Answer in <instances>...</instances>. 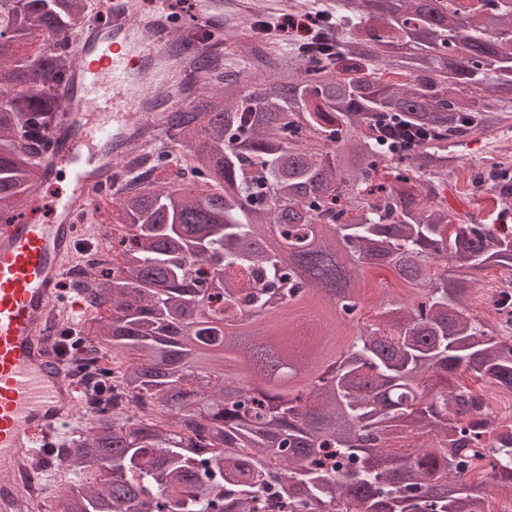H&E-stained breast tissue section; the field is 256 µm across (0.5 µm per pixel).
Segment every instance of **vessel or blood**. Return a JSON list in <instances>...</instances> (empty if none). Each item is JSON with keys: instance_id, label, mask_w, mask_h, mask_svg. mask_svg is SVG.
Listing matches in <instances>:
<instances>
[{"instance_id": "1", "label": "vessel or blood", "mask_w": 512, "mask_h": 512, "mask_svg": "<svg viewBox=\"0 0 512 512\" xmlns=\"http://www.w3.org/2000/svg\"><path fill=\"white\" fill-rule=\"evenodd\" d=\"M166 11L136 14L132 0H113L112 19L91 22L78 38L62 84L65 106L51 129L50 151L38 159L39 180L65 174L69 188L52 203L27 194L22 218L0 225V512H30L21 475L40 455L38 435L73 419L78 399L49 336L50 312L68 269L76 216L110 187L128 144L141 136L134 113L150 92L165 91L158 109L196 91L185 79L189 46L177 54ZM50 219H43L44 207Z\"/></svg>"}]
</instances>
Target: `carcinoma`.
Returning <instances> with one entry per match:
<instances>
[{
  "label": "carcinoma",
  "instance_id": "cac0c4a2",
  "mask_svg": "<svg viewBox=\"0 0 512 512\" xmlns=\"http://www.w3.org/2000/svg\"><path fill=\"white\" fill-rule=\"evenodd\" d=\"M98 2L0 0V222L36 186ZM332 23L329 55L247 45L236 72L198 57L204 91L161 114L187 168L162 151L86 216L125 226L118 268L92 267L83 294L107 309L89 342L130 406L65 443L86 477L64 512H492L466 475L479 461L512 486V432L461 382L512 393V334L465 312L484 271L512 270V228L439 200L448 137L512 119V0H336ZM385 119L422 133L418 150L382 144ZM343 264L359 276L323 294ZM374 266L407 296L358 312L341 357L281 387L280 352L308 367L306 337L267 319L287 299L355 310Z\"/></svg>",
  "mask_w": 512,
  "mask_h": 512
}]
</instances>
